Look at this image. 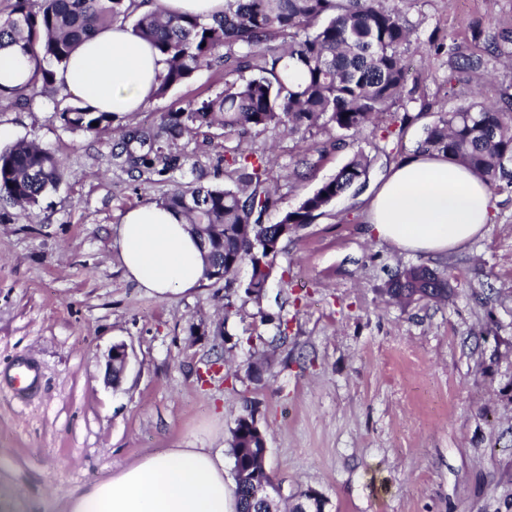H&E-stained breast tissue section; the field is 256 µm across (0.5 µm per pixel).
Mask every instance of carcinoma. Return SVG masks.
I'll list each match as a JSON object with an SVG mask.
<instances>
[{
	"label": "carcinoma",
	"mask_w": 512,
	"mask_h": 512,
	"mask_svg": "<svg viewBox=\"0 0 512 512\" xmlns=\"http://www.w3.org/2000/svg\"><path fill=\"white\" fill-rule=\"evenodd\" d=\"M138 0H14L0 18V50L17 49L28 57L31 74L20 86H0V102L29 101L56 83V72L81 41L135 17L133 32L167 58L168 69L156 92L163 96L200 68L210 67L224 49V91L188 108L169 112L156 130L122 134L115 159L133 168H168L178 156V142L201 127L226 130L332 127L352 136L390 111L405 94L406 56L416 40L414 29L395 6L384 0H225L224 16L204 22L191 15L177 18L161 11H138ZM448 66L455 75L475 72L495 59L512 69V32L505 30L485 43L480 53L448 42ZM301 73L293 82L291 68ZM63 127L98 133L112 126L113 115L89 105L57 111ZM419 150L443 153L473 169L498 191H512V96L487 104L466 99L442 109L426 128ZM270 157L265 151L236 156L232 188L199 185L176 189L164 204L183 214L188 224L207 225L197 236L207 263L206 277L234 286L238 265L254 257L255 245L280 243L310 223L333 200L366 181L370 159L359 151L311 196L275 224L262 223L273 205L265 186ZM64 176L60 159L31 141L0 150V199L27 209L56 188ZM422 266H408L389 280L387 293L398 301L448 298V278L429 281ZM266 275L245 286V296L260 300ZM266 442L252 409L231 430L233 479L238 512H281L278 498H255L238 479L271 483L260 448ZM317 493L303 492L291 512H312Z\"/></svg>",
	"instance_id": "carcinoma-1"
}]
</instances>
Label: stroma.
I'll return each instance as SVG.
<instances>
[{"label":"stroma","mask_w":512,"mask_h":512,"mask_svg":"<svg viewBox=\"0 0 512 512\" xmlns=\"http://www.w3.org/2000/svg\"><path fill=\"white\" fill-rule=\"evenodd\" d=\"M386 3L417 31L412 75L403 100L356 137L216 125L180 141L167 172L114 161L119 128H158L223 91L220 67L99 133L61 125L55 112L74 97L58 86L0 106V149L32 140L65 168L39 206L0 204V512H61L75 489L162 448H228L250 407L288 502L314 489L325 512H512V193L496 194L483 238L441 256L368 235L364 212L450 97L512 90V71L449 82L448 57L433 49L452 37L474 49V25L512 30V0ZM263 147L279 188L267 224L354 153L371 165L363 186L283 242L262 302L209 279L159 297L125 276L117 226L128 208L178 187L233 186L232 151ZM301 153L308 166L295 176ZM409 265L447 275V301L390 300L388 280ZM228 298L237 313L226 322ZM120 343L129 359L115 385L108 361ZM20 361L40 376L26 395L10 380Z\"/></svg>","instance_id":"stroma-1"}]
</instances>
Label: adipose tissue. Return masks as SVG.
<instances>
[{"label":"adipose tissue","mask_w":512,"mask_h":512,"mask_svg":"<svg viewBox=\"0 0 512 512\" xmlns=\"http://www.w3.org/2000/svg\"><path fill=\"white\" fill-rule=\"evenodd\" d=\"M167 63L150 43L115 25L83 41L58 84L101 112H135L154 96ZM494 203L486 182L438 153L416 152L393 167L366 206L376 236L439 256L483 237ZM127 277L157 295L198 288L206 262L185 217L161 203L127 210L118 228ZM224 452L166 448L70 494L65 512H236Z\"/></svg>","instance_id":"obj_1"}]
</instances>
